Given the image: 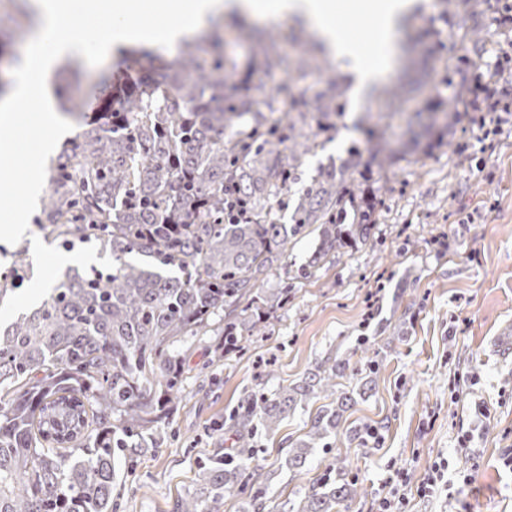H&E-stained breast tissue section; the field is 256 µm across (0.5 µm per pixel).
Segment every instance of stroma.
<instances>
[{
	"label": "stroma",
	"mask_w": 512,
	"mask_h": 512,
	"mask_svg": "<svg viewBox=\"0 0 512 512\" xmlns=\"http://www.w3.org/2000/svg\"><path fill=\"white\" fill-rule=\"evenodd\" d=\"M500 0H483L477 17L482 40L463 43L444 0H421L409 15L410 33L423 39L416 61L470 60L461 77L473 84L495 59L503 35L496 24ZM8 34L0 38V80L21 59L22 46L38 20L30 0H0ZM225 55L245 64L247 29L279 33L295 54L296 18L243 21L229 14L211 19ZM143 76L150 64L124 57L117 65L77 66L72 94L96 108L105 90L101 76L116 79L117 67ZM323 77H291L261 69L251 83L265 86L274 104L287 109L289 94L314 101ZM366 98L345 103L332 140L311 157L310 168L345 156L361 141L353 123ZM386 189L370 239L306 280L298 268L310 239L298 242L268 287H289L288 306L278 309L269 336L253 338L247 352L208 364L215 339L190 342V373L180 403L171 412L166 439L156 452L120 474L112 490L116 512H171L193 492L200 466L232 445V415L253 391L297 385L318 365L346 360L337 393L352 394L330 448H316L306 468L289 471L285 454L304 440L316 414L328 406L314 398L288 414L278 432L261 438L256 470L247 472L249 493L262 494L269 512H292L337 459H348L358 494L348 512H377L390 478L404 471L413 487L406 512H512V126L485 135L476 112L463 113L445 143L414 155L381 178ZM41 206L26 211L21 231L0 242V278L11 277L15 254L26 250L28 279L16 298L0 306V323L30 308V296L55 280L73 257L39 226ZM462 374L459 392L448 380ZM445 461V484L430 496L414 487L431 466ZM471 471L463 483L461 471Z\"/></svg>",
	"instance_id": "stroma-1"
}]
</instances>
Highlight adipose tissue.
Masks as SVG:
<instances>
[{
    "mask_svg": "<svg viewBox=\"0 0 512 512\" xmlns=\"http://www.w3.org/2000/svg\"><path fill=\"white\" fill-rule=\"evenodd\" d=\"M412 0H376L369 21L377 33L379 52L368 61L353 53L354 40L342 21L335 0H154L159 21L147 32L130 29L127 18L141 10L140 0H32L40 25L29 39L9 90L0 98V153L15 152V132L26 121L23 109L39 114L35 127L36 155L49 156L69 133L52 107L56 71L65 63L108 60L127 44L142 42L175 49L186 34L209 19L237 10L257 19L297 15L324 42L332 57L350 59L357 89H367L389 66L392 39ZM20 188L16 197L0 195V239L19 231L21 209L31 208L44 188L38 169L21 167L11 178Z\"/></svg>",
    "mask_w": 512,
    "mask_h": 512,
    "instance_id": "adipose-tissue-1",
    "label": "adipose tissue"
}]
</instances>
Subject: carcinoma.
Returning <instances> with one entry per match:
<instances>
[{"mask_svg": "<svg viewBox=\"0 0 512 512\" xmlns=\"http://www.w3.org/2000/svg\"><path fill=\"white\" fill-rule=\"evenodd\" d=\"M482 0H445L448 15L475 16ZM201 38L146 80H124L92 114L74 96L65 111L85 129L58 157L41 227L68 253L91 248L109 261L69 266L31 309L0 325V512H114L112 484L120 460L159 448L163 425L183 390L185 344L219 325L212 362L245 350L243 332L270 324L288 306V289L267 288L289 247L307 236L315 246L300 277L366 242L376 222L386 172L456 125L468 89L453 85L447 108L416 113L396 137L412 84L402 78L371 88L385 127L362 112L356 129L367 151L352 145L340 165L319 166L303 181L307 158L325 149L349 84L323 48L297 38L254 36L244 67L223 54L198 61ZM259 67L287 75L326 74L316 115L294 99L276 113L273 97L248 81ZM293 196L288 223L272 201ZM347 363L318 365L301 384L247 394L234 417L236 446L218 451L197 475L198 488L173 512H218L225 494H243L256 438L275 433L297 402L336 394ZM341 414L323 409L309 440L288 450L299 471L315 445L336 434ZM338 478L312 487L296 512H335L357 495L338 460Z\"/></svg>", "mask_w": 512, "mask_h": 512, "instance_id": "1", "label": "carcinoma"}]
</instances>
